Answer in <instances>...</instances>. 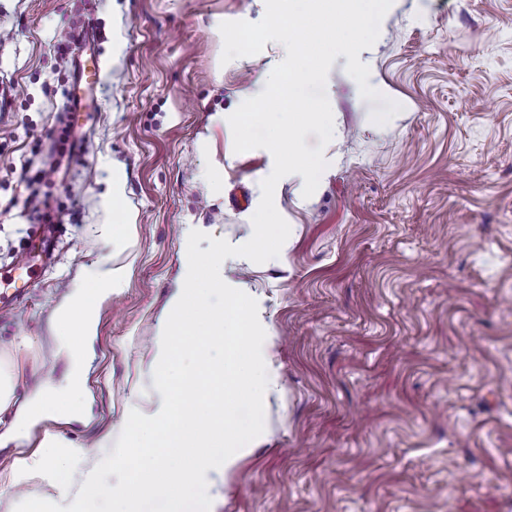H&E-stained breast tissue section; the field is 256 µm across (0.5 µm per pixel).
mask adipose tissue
<instances>
[{
	"instance_id": "1",
	"label": "adipose tissue",
	"mask_w": 512,
	"mask_h": 512,
	"mask_svg": "<svg viewBox=\"0 0 512 512\" xmlns=\"http://www.w3.org/2000/svg\"><path fill=\"white\" fill-rule=\"evenodd\" d=\"M249 216L259 220L262 235L225 242L226 273L211 278L223 295L221 311L208 316L207 296L197 287L202 272L187 263L167 301L166 322L150 345L147 405H132L119 432L103 433L95 450L86 451L80 469L59 461L64 442L56 426L91 418L87 348L101 302L127 285L126 266L107 259L82 269L56 308L57 354L67 363L63 383H56L52 373L40 374L30 394L17 400L16 377L0 359V413L14 414L12 426L0 433V447H17L8 476L11 496L0 498V512H96L104 497L111 498L112 512H190L189 494L208 493L212 473L232 469L264 443V430L241 422L238 406L246 397L262 410L274 390L267 323L250 286L230 272L261 259L283 258L293 233L265 199L253 203ZM213 344L223 350L222 364L195 362V355ZM37 426L41 451L30 455L20 443ZM100 448L111 449L108 461L97 457ZM105 463L115 477L109 487L99 481Z\"/></svg>"
}]
</instances>
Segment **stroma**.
<instances>
[{"label":"stroma","mask_w":512,"mask_h":512,"mask_svg":"<svg viewBox=\"0 0 512 512\" xmlns=\"http://www.w3.org/2000/svg\"><path fill=\"white\" fill-rule=\"evenodd\" d=\"M263 16L260 0H0V267L57 227L54 264L0 311L17 397L53 357L61 296L112 253L113 168L134 218L130 285L102 302L88 354L91 421L60 428L75 445L145 390L184 225L208 227L206 268L218 243L256 233L267 155L235 153L208 117L285 51L222 63L212 26ZM74 23L95 33L84 47L60 43ZM63 51L99 56L100 82L60 66ZM366 59L382 100L362 99L345 60L329 72L327 183L303 207L276 186L295 230L283 261L233 273L264 308L277 391L267 442L216 474L215 512H512V0H395ZM386 98L404 115L382 128ZM35 155L63 166L38 213L21 175Z\"/></svg>","instance_id":"35a3bbf8"}]
</instances>
